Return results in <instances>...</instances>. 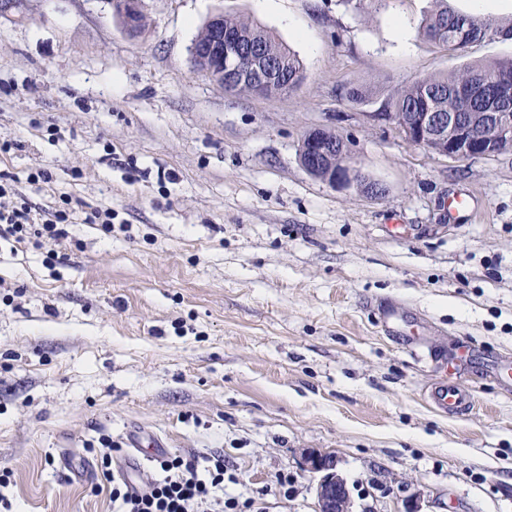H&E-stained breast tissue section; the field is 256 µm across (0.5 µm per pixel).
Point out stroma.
I'll list each match as a JSON object with an SVG mask.
<instances>
[{
    "instance_id": "1",
    "label": "stroma",
    "mask_w": 512,
    "mask_h": 512,
    "mask_svg": "<svg viewBox=\"0 0 512 512\" xmlns=\"http://www.w3.org/2000/svg\"><path fill=\"white\" fill-rule=\"evenodd\" d=\"M144 6L135 38L106 0L0 14V177L74 206L61 242L0 238V512H112L95 449L134 431L223 455L250 512H316L310 450L335 456L354 512H512V381L487 362L512 355V151L453 160L373 118L419 79L512 58V39L448 51L419 31L430 0ZM220 9L289 47L300 86L231 93L198 72ZM318 126L382 196L302 167ZM456 196L470 210L451 223ZM387 300L421 314L412 346L377 326ZM443 372L463 412L429 405Z\"/></svg>"
}]
</instances>
